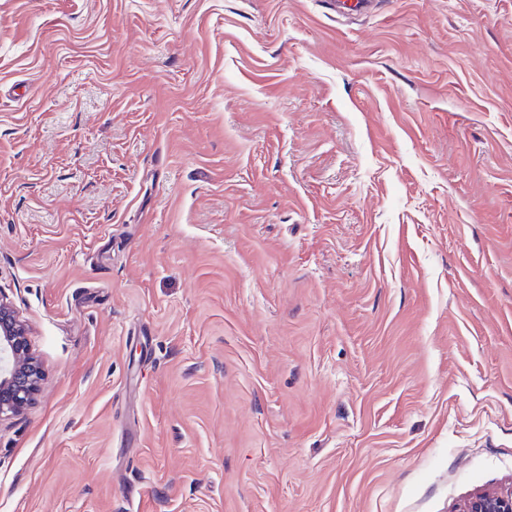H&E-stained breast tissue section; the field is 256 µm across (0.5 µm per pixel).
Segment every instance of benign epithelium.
<instances>
[{
	"instance_id": "1",
	"label": "benign epithelium",
	"mask_w": 512,
	"mask_h": 512,
	"mask_svg": "<svg viewBox=\"0 0 512 512\" xmlns=\"http://www.w3.org/2000/svg\"><path fill=\"white\" fill-rule=\"evenodd\" d=\"M28 335L27 324L0 293V422L20 415L41 386L42 366ZM454 512H512V486L472 493Z\"/></svg>"
}]
</instances>
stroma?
Segmentation results:
<instances>
[{
	"mask_svg": "<svg viewBox=\"0 0 512 512\" xmlns=\"http://www.w3.org/2000/svg\"><path fill=\"white\" fill-rule=\"evenodd\" d=\"M0 292V512L512 485V0H0ZM28 335L27 324L0 292V422L20 415L41 386L42 366Z\"/></svg>",
	"mask_w": 512,
	"mask_h": 512,
	"instance_id": "35a3bbf8",
	"label": "stroma"
}]
</instances>
